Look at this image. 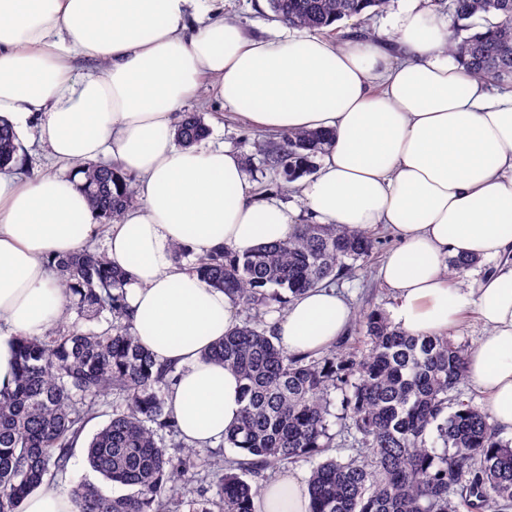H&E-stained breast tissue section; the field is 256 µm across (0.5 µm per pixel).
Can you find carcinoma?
<instances>
[{
    "label": "carcinoma",
    "instance_id": "carcinoma-1",
    "mask_svg": "<svg viewBox=\"0 0 512 512\" xmlns=\"http://www.w3.org/2000/svg\"><path fill=\"white\" fill-rule=\"evenodd\" d=\"M273 17L294 28L323 34L346 20L350 33L372 36L367 11L388 0H268ZM457 25L445 52L494 87L512 86V0H430ZM209 135L200 112H184L179 145ZM327 131L259 138L262 168L285 182L311 173L331 146ZM18 136L0 118V168L17 163ZM80 172V188L99 218L108 222L136 204L133 180L111 163ZM378 244L367 231L304 223L285 240L246 254L219 246L195 255L184 245L174 259L187 260L212 288L227 293L253 318L224 334L205 358L238 372L243 408L222 444L241 456L224 459L215 503L197 491L189 512H254L259 477L336 450L312 468L310 512H506L512 507V443L488 422V413L458 389L467 377L468 352L447 335L411 336L372 310L356 317L369 346L358 357L345 351L349 337L317 354H290L275 342L265 315L282 312L304 291L336 284L366 265ZM67 298L62 319L43 337H21L14 386L0 391V512H21L24 500L66 473L86 423L101 398L112 397V417L87 444L91 468L130 489L114 496L91 483L78 485L75 512H173L169 483L199 481L190 446L167 410L175 381L139 345L126 314L128 274L91 247L48 261ZM77 319L68 322L71 313ZM109 314L108 326L84 330L81 321ZM341 393L340 412L331 393ZM353 437L355 455L330 432V417Z\"/></svg>",
    "mask_w": 512,
    "mask_h": 512
}]
</instances>
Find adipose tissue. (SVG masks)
I'll return each mask as SVG.
<instances>
[{
	"label": "adipose tissue",
	"mask_w": 512,
	"mask_h": 512,
	"mask_svg": "<svg viewBox=\"0 0 512 512\" xmlns=\"http://www.w3.org/2000/svg\"><path fill=\"white\" fill-rule=\"evenodd\" d=\"M194 0H0V117L37 124L57 168L35 178L0 170V389L12 386L17 336H41L67 304L53 255L106 233L110 263L129 275L125 300L139 344L180 374L167 406L196 448L240 417V381L204 354L238 325L240 308L171 259L175 245L245 254L290 235L276 200H257L239 153L184 148L180 109L213 81L224 105L258 131L327 129L321 166L300 185L318 223L385 226L400 239L380 267L396 325L439 335L474 310L486 329L468 354L491 423L512 434V88L479 80L446 55L440 15L412 6L392 38L319 36L281 43L247 36ZM88 62L95 73H83ZM108 156L134 180L138 202L100 228L72 170ZM495 260L468 285L452 258ZM353 319L317 287L276 321L279 345L318 353ZM257 512H309L288 473L263 488Z\"/></svg>",
	"instance_id": "1"
}]
</instances>
